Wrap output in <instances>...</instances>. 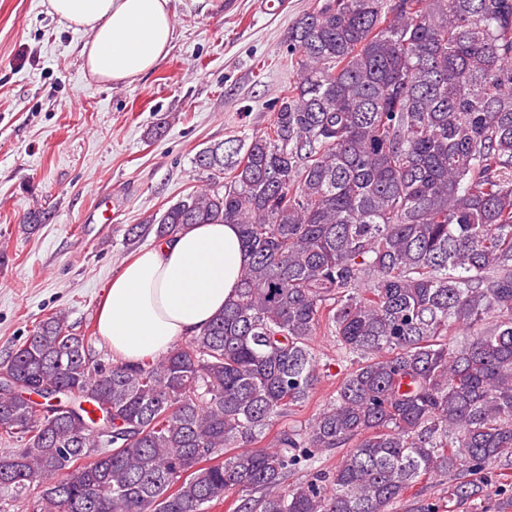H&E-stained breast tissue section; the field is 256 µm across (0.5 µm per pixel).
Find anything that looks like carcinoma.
I'll use <instances>...</instances> for the list:
<instances>
[{"label":"carcinoma","instance_id":"obj_1","mask_svg":"<svg viewBox=\"0 0 512 512\" xmlns=\"http://www.w3.org/2000/svg\"><path fill=\"white\" fill-rule=\"evenodd\" d=\"M287 40L269 125L199 150L209 184L125 230L238 225L224 310L108 365L53 312L0 359V437L24 442L0 490L32 512H436L426 480L467 501L512 467V0H323ZM320 332L356 365L266 443L321 381ZM336 378L325 379L319 384L313 395L302 407H293L288 411L287 417L283 418L284 424L288 426H300L304 424L317 410L330 400V396L336 386Z\"/></svg>","mask_w":512,"mask_h":512}]
</instances>
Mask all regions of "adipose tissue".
<instances>
[{"label":"adipose tissue","mask_w":512,"mask_h":512,"mask_svg":"<svg viewBox=\"0 0 512 512\" xmlns=\"http://www.w3.org/2000/svg\"><path fill=\"white\" fill-rule=\"evenodd\" d=\"M205 0H47L48 14L89 33L83 67L103 84H132L166 57L177 7ZM248 257L234 224H197L127 262L109 283L97 316L114 358L167 354L199 332L231 297Z\"/></svg>","instance_id":"1"}]
</instances>
